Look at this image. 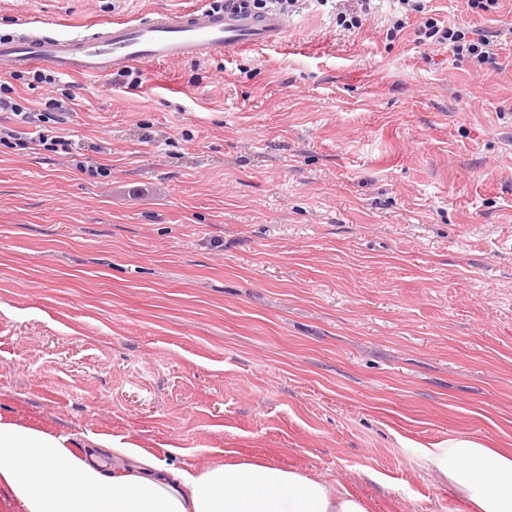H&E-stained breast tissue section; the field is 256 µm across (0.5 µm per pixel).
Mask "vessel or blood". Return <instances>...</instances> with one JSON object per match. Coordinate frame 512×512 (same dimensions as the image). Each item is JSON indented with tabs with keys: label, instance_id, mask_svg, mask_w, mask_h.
<instances>
[{
	"label": "vessel or blood",
	"instance_id": "b4317fda",
	"mask_svg": "<svg viewBox=\"0 0 512 512\" xmlns=\"http://www.w3.org/2000/svg\"><path fill=\"white\" fill-rule=\"evenodd\" d=\"M39 28L34 21L0 36V66L12 71L41 66L89 79L146 62L262 50L283 38L288 20L276 11L255 10L252 0H204L185 11L114 19L93 33L47 35Z\"/></svg>",
	"mask_w": 512,
	"mask_h": 512
}]
</instances>
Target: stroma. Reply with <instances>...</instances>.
<instances>
[{
	"label": "stroma",
	"instance_id": "stroma-1",
	"mask_svg": "<svg viewBox=\"0 0 512 512\" xmlns=\"http://www.w3.org/2000/svg\"><path fill=\"white\" fill-rule=\"evenodd\" d=\"M196 3L0 0V31ZM427 7L512 27V0ZM288 20L135 87L75 80L72 158L0 145V415L181 468L233 451L370 512H471L421 451L512 448V42L478 70L412 16Z\"/></svg>",
	"mask_w": 512,
	"mask_h": 512
}]
</instances>
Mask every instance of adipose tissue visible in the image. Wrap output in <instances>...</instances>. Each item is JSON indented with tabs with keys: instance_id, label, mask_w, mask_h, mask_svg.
I'll return each mask as SVG.
<instances>
[{
	"instance_id": "ef3b65f1",
	"label": "adipose tissue",
	"mask_w": 512,
	"mask_h": 512,
	"mask_svg": "<svg viewBox=\"0 0 512 512\" xmlns=\"http://www.w3.org/2000/svg\"><path fill=\"white\" fill-rule=\"evenodd\" d=\"M73 443L0 418V483L22 512H368L342 483L268 462L173 468L129 443L89 434L84 455ZM102 448L129 459V467H108ZM423 454L473 512H512V453L461 434Z\"/></svg>"
}]
</instances>
